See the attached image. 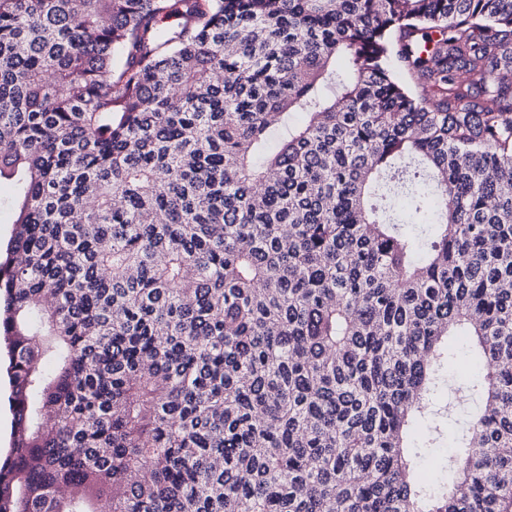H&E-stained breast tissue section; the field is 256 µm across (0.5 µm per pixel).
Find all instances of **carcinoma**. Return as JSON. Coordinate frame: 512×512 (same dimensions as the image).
I'll return each mask as SVG.
<instances>
[{
    "mask_svg": "<svg viewBox=\"0 0 512 512\" xmlns=\"http://www.w3.org/2000/svg\"><path fill=\"white\" fill-rule=\"evenodd\" d=\"M2 179L0 512H512V0H0ZM13 188L9 181L0 183V242L5 245L12 235L14 210L11 205ZM471 401L467 400L464 405L457 404V408L455 410L454 415L452 416V419L449 420L443 429V439L441 448H425L424 442L426 440V434H427V423H424L422 425H417L412 430V440L414 442L415 446H418L419 448H422L425 452H430L424 459V464L427 460H429L431 457H433L437 451H444V447L446 446V443H448V438H450L449 435L454 434L456 431H458L463 426H466L470 419V409H471Z\"/></svg>",
    "mask_w": 512,
    "mask_h": 512,
    "instance_id": "obj_1",
    "label": "carcinoma"
}]
</instances>
